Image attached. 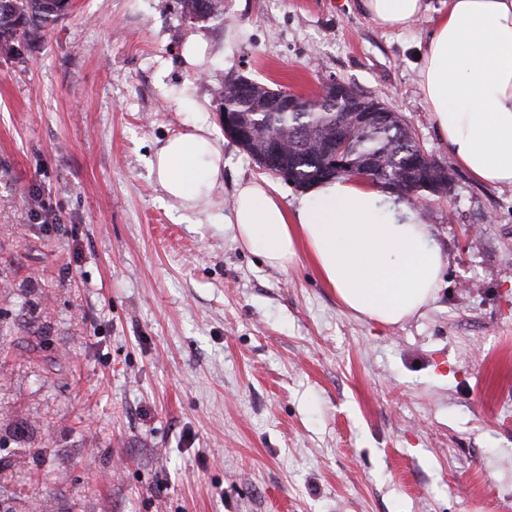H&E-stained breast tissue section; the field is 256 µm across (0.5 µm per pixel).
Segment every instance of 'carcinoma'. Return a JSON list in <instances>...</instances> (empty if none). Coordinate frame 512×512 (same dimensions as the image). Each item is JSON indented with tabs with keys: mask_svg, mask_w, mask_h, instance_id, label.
<instances>
[{
	"mask_svg": "<svg viewBox=\"0 0 512 512\" xmlns=\"http://www.w3.org/2000/svg\"><path fill=\"white\" fill-rule=\"evenodd\" d=\"M0 8V50L10 52L13 44L29 33H41L54 25L69 6V0H9ZM181 18L191 22L224 15V0H178ZM278 91L257 80L243 87L239 79L224 81L217 91L218 106L238 113L244 137L237 141L248 156L257 161L266 153L270 138L285 137L288 146L283 158L272 166L277 176L296 187L310 186L327 178L323 144L343 125L350 131V162L358 166L369 160L374 165V181L383 186L405 179L409 164L420 151L410 126L398 113L383 107L386 119L372 130L352 129L346 114L336 111V102L324 94L308 109H288L276 98ZM420 191L448 192V173L432 168Z\"/></svg>",
	"mask_w": 512,
	"mask_h": 512,
	"instance_id": "cac0c4a2",
	"label": "carcinoma"
}]
</instances>
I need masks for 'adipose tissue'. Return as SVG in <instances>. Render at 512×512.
<instances>
[{
    "instance_id": "adipose-tissue-1",
    "label": "adipose tissue",
    "mask_w": 512,
    "mask_h": 512,
    "mask_svg": "<svg viewBox=\"0 0 512 512\" xmlns=\"http://www.w3.org/2000/svg\"><path fill=\"white\" fill-rule=\"evenodd\" d=\"M379 27L417 20L423 0H362ZM418 84L448 150L476 182L512 187V0H448L422 49ZM151 168L180 209L208 216L224 155L203 128L167 138ZM227 228L268 266L306 254L351 313L396 325L434 299L444 257L422 211L356 178L329 179L297 201L265 179L239 182Z\"/></svg>"
}]
</instances>
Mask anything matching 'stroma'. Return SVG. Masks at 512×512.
<instances>
[{
	"instance_id": "stroma-1",
	"label": "stroma",
	"mask_w": 512,
	"mask_h": 512,
	"mask_svg": "<svg viewBox=\"0 0 512 512\" xmlns=\"http://www.w3.org/2000/svg\"><path fill=\"white\" fill-rule=\"evenodd\" d=\"M426 3L390 32L359 0L194 23L177 0H71L0 53V512H512V188L474 182L430 119ZM237 75L349 84L447 169L420 314L354 316L307 256L283 272L232 241L235 185L262 174L219 122ZM199 125L224 152L204 222L150 167Z\"/></svg>"
}]
</instances>
